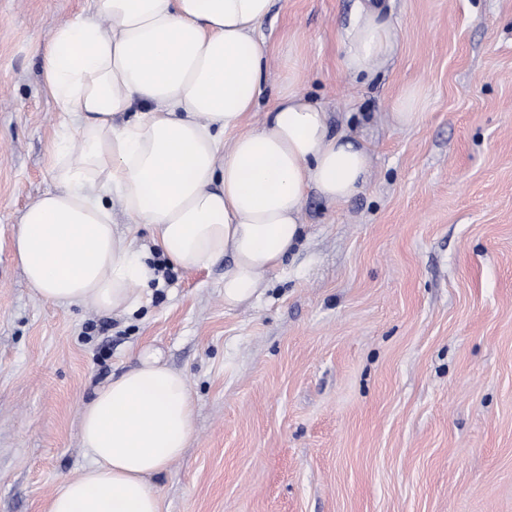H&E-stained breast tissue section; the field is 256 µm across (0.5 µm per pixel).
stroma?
I'll return each instance as SVG.
<instances>
[{
	"mask_svg": "<svg viewBox=\"0 0 512 512\" xmlns=\"http://www.w3.org/2000/svg\"><path fill=\"white\" fill-rule=\"evenodd\" d=\"M383 2L398 51L367 81L339 50L355 0H274L262 25L267 88L295 59L368 146L364 189L308 196L254 304L225 310L219 261L112 316L38 298L13 258L54 187L42 51L90 0H0V512H44L89 464L82 408L145 346L195 401L161 512H512V0ZM423 101V91L418 86L409 88L397 101L393 121L399 126H410L418 121L424 112H418Z\"/></svg>",
	"mask_w": 512,
	"mask_h": 512,
	"instance_id": "35a3bbf8",
	"label": "stroma"
}]
</instances>
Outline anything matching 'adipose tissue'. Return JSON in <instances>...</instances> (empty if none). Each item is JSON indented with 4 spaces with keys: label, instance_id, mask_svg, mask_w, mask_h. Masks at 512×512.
Segmentation results:
<instances>
[{
    "label": "adipose tissue",
    "instance_id": "obj_1",
    "mask_svg": "<svg viewBox=\"0 0 512 512\" xmlns=\"http://www.w3.org/2000/svg\"><path fill=\"white\" fill-rule=\"evenodd\" d=\"M273 0H93L53 32L45 89L61 120L55 183L23 212L14 259L35 293L63 307L125 314L145 301L160 253L196 271L227 258L224 307L253 304L298 245L309 192L331 204L366 185L370 156L331 134L289 64L262 105ZM376 0H359L340 36L343 67L373 78L396 55ZM264 109L258 126L251 112ZM130 221L119 231L112 209ZM146 226L151 247L133 232ZM182 372L160 351L98 389L81 416L92 458L46 512H159L151 477L178 460L194 430Z\"/></svg>",
    "mask_w": 512,
    "mask_h": 512
}]
</instances>
